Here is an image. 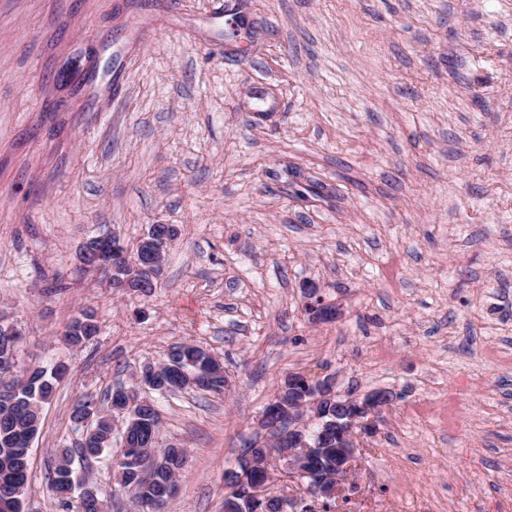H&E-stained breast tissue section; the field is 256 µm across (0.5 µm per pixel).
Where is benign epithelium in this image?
<instances>
[{
    "label": "benign epithelium",
    "mask_w": 512,
    "mask_h": 512,
    "mask_svg": "<svg viewBox=\"0 0 512 512\" xmlns=\"http://www.w3.org/2000/svg\"><path fill=\"white\" fill-rule=\"evenodd\" d=\"M169 240H147L151 267L144 268L121 251L120 239L104 233L89 239L80 252L82 268L101 274L114 288L131 289V283L141 277L162 270ZM306 307L313 321H329L336 317V308L325 303L318 290L308 289ZM7 355L0 362V377L10 380L18 377L22 369L16 355L22 330L16 324L6 330ZM288 408L286 416L273 421L262 415L259 428L262 433L255 439V447L268 449L260 467L266 471L262 482L250 484L249 502L254 509L266 504L274 494L270 492L272 477L278 466L288 469L294 477L307 479L306 490L310 497L328 498L340 495L345 482L356 477L355 461L365 439L376 433L377 421L388 405L384 395L377 391L362 397H341L332 377L310 379L292 373L288 378ZM320 427L318 436L332 438L336 444V464L321 467L322 449L306 439L307 424Z\"/></svg>",
    "instance_id": "benign-epithelium-1"
}]
</instances>
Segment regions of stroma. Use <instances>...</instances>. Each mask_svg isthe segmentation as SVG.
Segmentation results:
<instances>
[{"instance_id": "35a3bbf8", "label": "stroma", "mask_w": 512, "mask_h": 512, "mask_svg": "<svg viewBox=\"0 0 512 512\" xmlns=\"http://www.w3.org/2000/svg\"><path fill=\"white\" fill-rule=\"evenodd\" d=\"M152 224L177 235L151 295L79 273ZM1 316L20 364L70 366L28 512H62L75 401L180 342L228 387L158 401L189 451L168 512H224L290 373L397 395L345 512H512V0H0ZM112 457L73 468L132 512ZM306 295L309 300L306 304V307L313 321H329L336 317V308L325 303L324 299L321 295H319L316 288L308 289ZM87 321H93V324H88ZM98 329L94 313L82 312L68 324L63 335L64 340L67 344L78 347L94 337ZM73 457L71 451L67 448L64 449L59 455L56 456L52 470L50 471V481L53 486L54 483L70 484V477H75L73 472Z\"/></svg>"}]
</instances>
